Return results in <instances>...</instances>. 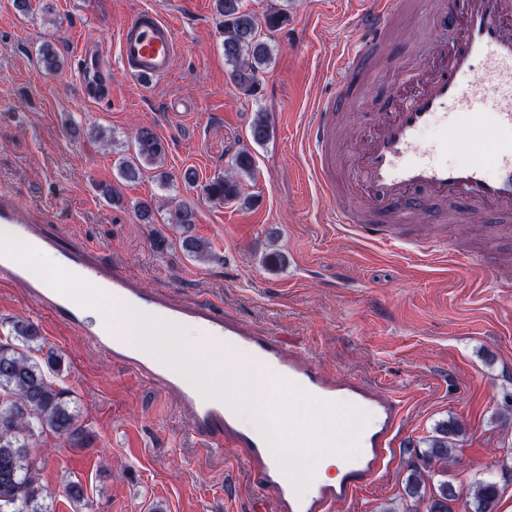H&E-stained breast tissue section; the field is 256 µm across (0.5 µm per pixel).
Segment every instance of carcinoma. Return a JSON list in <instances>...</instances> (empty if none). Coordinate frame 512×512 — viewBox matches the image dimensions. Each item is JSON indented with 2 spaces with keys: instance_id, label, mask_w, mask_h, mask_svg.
Masks as SVG:
<instances>
[{
  "instance_id": "cac0c4a2",
  "label": "carcinoma",
  "mask_w": 512,
  "mask_h": 512,
  "mask_svg": "<svg viewBox=\"0 0 512 512\" xmlns=\"http://www.w3.org/2000/svg\"><path fill=\"white\" fill-rule=\"evenodd\" d=\"M215 11L224 29V59L231 66V80L243 95L252 96L271 61L272 47L262 38L260 23L245 7L244 0H215ZM40 63L49 74L64 67L63 58L49 45L41 49ZM269 133L267 116L256 113L251 123L252 140L261 144ZM165 155L163 140L143 128L135 136L134 155L119 162L120 175L126 181H134L146 166L163 167ZM232 167L236 177L220 176L207 185L206 193L211 199L223 203L242 197L244 180L254 178L255 159L249 150H240ZM169 223L187 233L181 240L186 253L201 261L213 258L207 241L188 235L196 223L193 207L183 202L175 204ZM12 333L18 343L0 342V512H49L40 483L41 467L31 448L46 432L79 448L83 429L70 408L68 391L47 375L49 370H59L54 354L46 353L42 363L31 355L43 344L40 328L18 320L12 325ZM461 432L456 422L438 424L424 439L425 448L411 466L403 497L426 504V512H453L452 504L456 502L462 504L463 512H496L499 489L495 482L477 479L464 491L446 480L448 460L454 456ZM437 475L441 479L436 481Z\"/></svg>"
}]
</instances>
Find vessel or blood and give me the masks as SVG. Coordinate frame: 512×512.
<instances>
[{"label":"vessel or blood","mask_w":512,"mask_h":512,"mask_svg":"<svg viewBox=\"0 0 512 512\" xmlns=\"http://www.w3.org/2000/svg\"><path fill=\"white\" fill-rule=\"evenodd\" d=\"M405 3L369 0L358 18L368 39L338 60L336 88L322 100L307 126L304 161L330 205L328 223L367 243L432 256L453 248L452 236L440 229L446 222L495 221L499 233L512 232V0H440L433 21L455 29V39L433 42L427 57L413 65L408 87L385 99L354 152L338 154L336 130L346 124L347 106L362 88L372 59L396 36L395 21ZM178 56L171 23L157 11L141 10L123 23L117 54L90 39L80 43L77 77L85 96L108 100L113 61H120L124 71L147 87L167 78ZM463 127L477 139L487 131L494 134L497 148L490 163L448 162L455 134ZM431 129L437 130V137L424 140V133ZM410 217L426 225V232L406 233L404 225ZM0 224L14 228L20 239L48 254L54 268L72 284L112 296L127 312L195 326L225 346L250 350L280 377L317 397L369 411L371 419L356 465L342 471L336 481H316L307 494H297L265 440L243 429L229 404L205 397L175 372L156 365L92 316L80 297L34 275L11 247L1 245V280L36 301L56 322L136 379L173 396L194 430L210 438L216 453L240 449L257 488L254 512H336L338 505L387 470L402 419L394 395L355 378L326 373L310 356L225 319L213 299L201 297L183 304L143 288L121 267L102 262L83 241L51 231L46 222L22 219L4 196H0Z\"/></svg>","instance_id":"obj_1"}]
</instances>
